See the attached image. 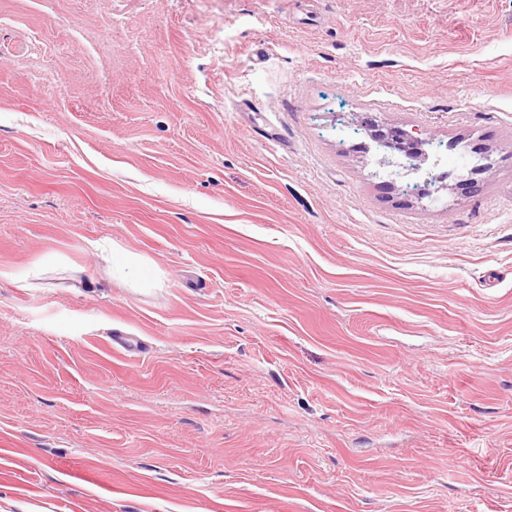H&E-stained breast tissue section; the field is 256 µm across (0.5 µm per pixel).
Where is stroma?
I'll use <instances>...</instances> for the list:
<instances>
[{"label":"stroma","mask_w":512,"mask_h":512,"mask_svg":"<svg viewBox=\"0 0 512 512\" xmlns=\"http://www.w3.org/2000/svg\"><path fill=\"white\" fill-rule=\"evenodd\" d=\"M0 512H512V0H0ZM372 128V137L375 140L380 142L386 141L392 147L406 149V153L411 157L410 159L415 161L413 170L418 171L421 169L424 159L419 149L420 139L418 137L400 128H387V132L376 129L374 126H372Z\"/></svg>","instance_id":"obj_1"}]
</instances>
